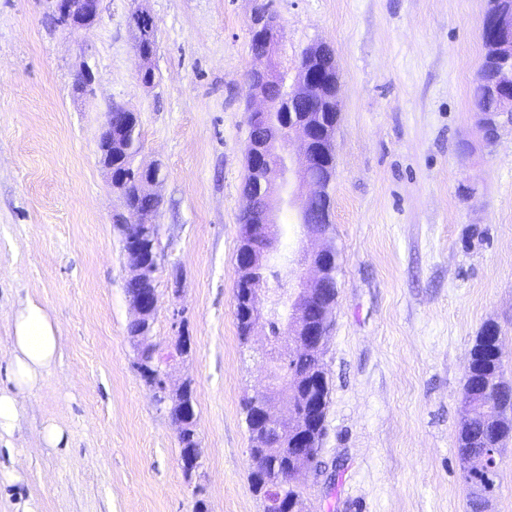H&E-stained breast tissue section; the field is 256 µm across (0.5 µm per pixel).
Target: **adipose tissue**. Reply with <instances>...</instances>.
<instances>
[{"label": "adipose tissue", "instance_id": "ef3b65f1", "mask_svg": "<svg viewBox=\"0 0 512 512\" xmlns=\"http://www.w3.org/2000/svg\"><path fill=\"white\" fill-rule=\"evenodd\" d=\"M60 348L58 329L45 308L39 302L26 301L13 320V386L0 389V438L15 431L21 399L39 386L44 373L55 364Z\"/></svg>", "mask_w": 512, "mask_h": 512}]
</instances>
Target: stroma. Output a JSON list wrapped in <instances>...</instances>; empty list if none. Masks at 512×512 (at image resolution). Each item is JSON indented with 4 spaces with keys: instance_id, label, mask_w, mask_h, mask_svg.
<instances>
[{
    "instance_id": "35a3bbf8",
    "label": "stroma",
    "mask_w": 512,
    "mask_h": 512,
    "mask_svg": "<svg viewBox=\"0 0 512 512\" xmlns=\"http://www.w3.org/2000/svg\"><path fill=\"white\" fill-rule=\"evenodd\" d=\"M262 3L282 26L274 62L294 79L326 45L339 80L328 240L272 197L288 278L304 251L338 253L320 459L301 477L309 512H469L456 440L469 350L500 331L512 379V126L476 130L470 91L486 0H101L96 25L59 26L47 0H0V387L13 317L41 303L60 355L0 445V512H264L248 480L245 397L268 389L263 330L238 337L233 294L246 175L248 26ZM157 26L153 85L137 77L129 17ZM89 68L94 92L75 88ZM138 114L136 164L153 191L160 265L151 341L184 312L192 350L167 368L191 381L202 465L185 476L171 416L140 377L127 326L120 202L99 162L109 106ZM65 444L41 439L45 424Z\"/></svg>"
}]
</instances>
